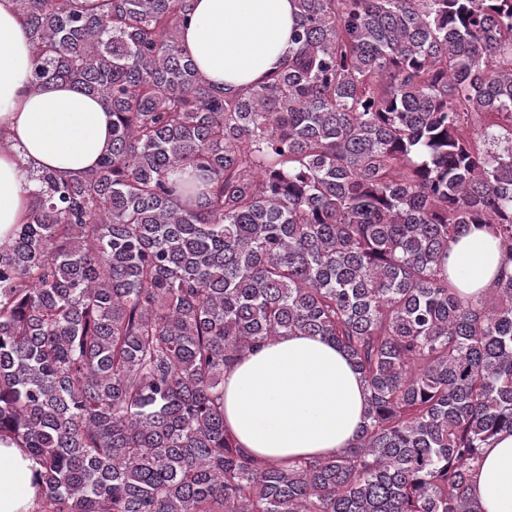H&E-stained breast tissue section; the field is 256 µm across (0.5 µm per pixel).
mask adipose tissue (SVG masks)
I'll return each mask as SVG.
<instances>
[{
	"label": "adipose tissue",
	"instance_id": "adipose-tissue-1",
	"mask_svg": "<svg viewBox=\"0 0 512 512\" xmlns=\"http://www.w3.org/2000/svg\"><path fill=\"white\" fill-rule=\"evenodd\" d=\"M184 52L215 87L232 92L264 82L282 66L297 12L294 0H191ZM35 47L13 0H0V242L25 223L33 172L77 175L94 167L112 137V115L75 86L30 89ZM445 270L460 293L480 294L501 272L498 241L485 227L451 244ZM368 391L345 353L320 337L264 342L224 373V424L255 458L284 463L330 457L354 446ZM25 449L0 443V512H32L40 489ZM470 495L482 512H512V433L483 451Z\"/></svg>",
	"mask_w": 512,
	"mask_h": 512
}]
</instances>
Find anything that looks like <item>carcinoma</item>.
<instances>
[{"mask_svg":"<svg viewBox=\"0 0 512 512\" xmlns=\"http://www.w3.org/2000/svg\"><path fill=\"white\" fill-rule=\"evenodd\" d=\"M15 6L31 90L112 112L0 244V440L40 466L34 512H480L512 432V0H296L288 59L233 93L181 47L190 0ZM474 224L503 267L466 297L443 260ZM298 333L349 357L364 425L264 463L224 371ZM470 495L482 512H512V433L499 434L483 448V462L473 472Z\"/></svg>","mask_w":512,"mask_h":512,"instance_id":"carcinoma-1","label":"carcinoma"}]
</instances>
